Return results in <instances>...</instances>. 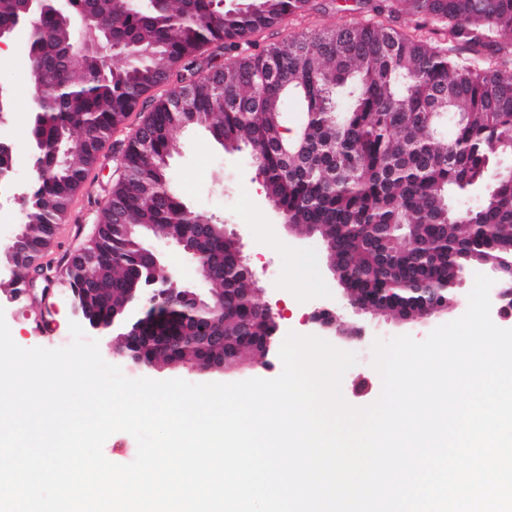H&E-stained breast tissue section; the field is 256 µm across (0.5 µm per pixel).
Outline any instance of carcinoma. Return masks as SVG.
Instances as JSON below:
<instances>
[{"label":"carcinoma","mask_w":512,"mask_h":512,"mask_svg":"<svg viewBox=\"0 0 512 512\" xmlns=\"http://www.w3.org/2000/svg\"><path fill=\"white\" fill-rule=\"evenodd\" d=\"M24 0H0V32L23 24ZM95 29L83 36L54 9L31 34L28 147L47 170L34 183L23 237L7 254L15 291L53 238L95 158L139 105L152 160L138 136L122 145L121 175L101 206L97 263L67 267L88 323L106 322L144 289L159 290L139 225L179 237L211 263L224 295L222 347L190 335L203 310L160 306L128 349L152 364L227 369L266 355L274 324L260 310L255 281L233 258L224 225L189 223L190 210L168 183L167 161L190 125L169 108L173 82L193 84L189 111L224 146L250 150L266 195L292 224L322 239L342 283L383 314L405 309L402 289L442 288L462 269L495 267L512 255V0H382L353 26L301 33L248 51L250 37L312 9L311 0H262L223 10L219 0H95ZM401 16L432 26L451 47L388 26ZM112 42L115 54L139 44L148 54L104 69L84 59V42ZM236 51L216 63L218 51ZM167 92H152L160 87ZM297 102L305 119L288 138L282 114ZM77 139H72L73 134ZM477 197L465 210L462 198Z\"/></svg>","instance_id":"carcinoma-1"}]
</instances>
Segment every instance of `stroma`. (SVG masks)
<instances>
[{"label": "stroma", "mask_w": 512, "mask_h": 512, "mask_svg": "<svg viewBox=\"0 0 512 512\" xmlns=\"http://www.w3.org/2000/svg\"><path fill=\"white\" fill-rule=\"evenodd\" d=\"M376 0H313L314 8L303 17L259 32L252 41L263 47L280 42L298 32L320 31L335 26L354 25L373 16ZM27 27L16 28L5 40L6 51L0 55V87L10 89L12 110L0 124V137L16 140L20 151H27L26 140L15 137L18 127L29 119L30 63L27 54ZM147 111L130 113L123 127L101 151V158L87 175L83 190L75 196L68 216L57 224L53 244L44 260L52 267L54 279L48 288L14 293L0 283V315L11 331L14 342L23 348L56 349L73 341L70 324L76 319L73 295L64 273V259L84 245L96 222L97 209L108 198L120 170L118 149L142 123ZM171 183L193 210L222 223L227 230L240 234L243 254L263 288V300H275L280 311L279 337L294 332L314 335L308 316L314 305L334 306L342 294L330 271L329 260L319 239L287 229L263 190L257 189L256 168L246 151H225L205 128L187 127L170 165ZM474 286L466 279L459 292V305L450 311L435 313L408 323L372 314L352 316L350 325L363 328V340L333 339V346L354 353L357 362L344 375L342 393L352 406L372 404L381 392V379L372 365L375 340H389L408 335L424 340L436 327L461 317ZM52 320L54 330L48 335L35 334L37 318ZM282 363L271 355L268 366L245 365L223 372H200L186 366L164 365L149 371L154 380L182 379L190 383L239 382L253 378L273 379L280 375Z\"/></svg>", "instance_id": "1"}]
</instances>
